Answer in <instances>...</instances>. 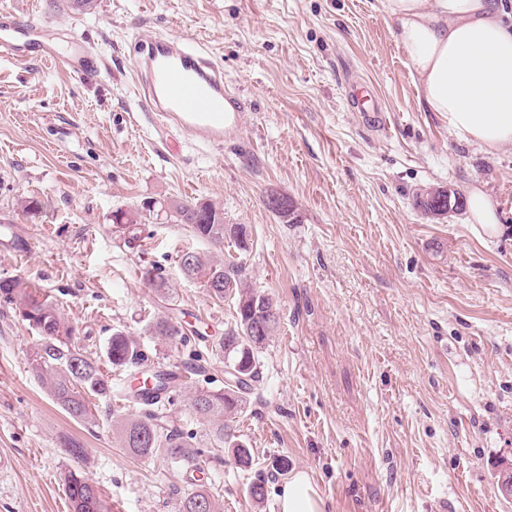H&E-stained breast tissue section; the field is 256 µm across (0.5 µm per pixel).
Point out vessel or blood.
Returning a JSON list of instances; mask_svg holds the SVG:
<instances>
[{
	"mask_svg": "<svg viewBox=\"0 0 512 512\" xmlns=\"http://www.w3.org/2000/svg\"><path fill=\"white\" fill-rule=\"evenodd\" d=\"M38 28L9 10L0 11V54L26 63L32 52L61 70L85 77L97 61L83 44L62 53L54 44L32 40ZM134 71L143 89L141 105L158 113L163 122L192 130L219 142L232 127L246 99L224 84L222 67L178 36L164 35L142 44L134 57Z\"/></svg>",
	"mask_w": 512,
	"mask_h": 512,
	"instance_id": "vessel-or-blood-1",
	"label": "vessel or blood"
}]
</instances>
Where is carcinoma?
<instances>
[{"instance_id": "1", "label": "carcinoma", "mask_w": 512, "mask_h": 512, "mask_svg": "<svg viewBox=\"0 0 512 512\" xmlns=\"http://www.w3.org/2000/svg\"><path fill=\"white\" fill-rule=\"evenodd\" d=\"M165 202L168 205L166 222L188 225L198 238L213 244L219 251L224 250L226 242L240 254L247 250V228L243 224L224 223V209L220 205L198 199L167 198ZM151 219V214L141 211L118 210L112 215V221L123 224L132 240L138 239L139 224ZM179 265L188 278L205 283L213 277L219 279L222 287L210 289L211 295L220 301L231 295L235 300L234 323L224 330L216 348L224 355V362L234 366L236 373H225L221 389L198 390L191 398V404L197 418L207 426L210 442L218 448L228 449L239 466L248 468L252 464L250 451L231 433L230 422L242 412L245 395L257 379L259 350L279 329L280 320L277 319L263 334H256V329L266 321L268 310L277 308V303L244 283V266L240 259L227 262L215 254L186 251L181 254ZM142 278L158 292L169 289L166 279L153 266L143 268ZM0 297L15 306L18 317L39 338L31 365L48 394L71 418L85 420L89 414L85 395L102 396L110 392V385L97 362L85 355L74 330L65 325L49 298L28 290L18 279H0ZM146 333L169 344L187 342L180 323L166 315L155 317L148 324ZM107 356L117 368L140 366L146 361L140 342L121 330L112 333ZM142 376L145 381L153 380L156 393L167 396V400L149 404V410L140 418L119 422L122 447L143 458L151 457L161 449L172 462L191 465L189 480L195 489L180 500L178 512H197L200 504L203 505L202 512H218V504L211 492L212 480L203 468L193 464L198 455L194 435L171 432L160 424L158 408L166 401L172 402L177 389L169 388V383L178 375L145 370ZM64 482L72 512H108L99 490L87 477L70 471ZM266 495L267 478L260 473L248 485V497L253 503L261 504Z\"/></svg>"}]
</instances>
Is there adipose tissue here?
I'll use <instances>...</instances> for the list:
<instances>
[{
	"mask_svg": "<svg viewBox=\"0 0 512 512\" xmlns=\"http://www.w3.org/2000/svg\"><path fill=\"white\" fill-rule=\"evenodd\" d=\"M429 111L458 141L512 151V20L501 0H382ZM281 512H324L306 471L280 488Z\"/></svg>",
	"mask_w": 512,
	"mask_h": 512,
	"instance_id": "1",
	"label": "adipose tissue"
}]
</instances>
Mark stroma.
<instances>
[{
    "label": "stroma",
    "instance_id": "1",
    "mask_svg": "<svg viewBox=\"0 0 512 512\" xmlns=\"http://www.w3.org/2000/svg\"><path fill=\"white\" fill-rule=\"evenodd\" d=\"M50 27L61 50L84 43L100 61L81 80L41 57H0V278L51 296L108 383L133 378L106 357L115 330L136 338L149 366L178 367L185 385L166 427L194 433L221 512H279V479L262 505L246 488L273 458L307 470L325 512H512L497 489L512 464V154L458 143L426 111L380 0H0ZM172 33L213 56L250 105L209 143L158 127L141 111L131 59ZM366 88L381 119L357 112ZM482 187L501 211L489 237L467 209L444 217L425 190ZM287 198L289 221L267 208ZM207 199L245 225L246 282L277 300L281 327L259 353V377L232 429L251 468L213 447L190 398L224 385V360L193 354L234 322V301L184 278V251L209 244L184 224H146L128 242L112 214L147 198ZM36 199L38 211L24 201ZM155 266L168 293L149 288ZM197 337L147 336L156 316ZM39 339L0 300V512H71L79 471L113 512H177L186 469L140 459L113 428L140 416L116 393L89 396L71 419L32 370ZM80 441L85 456L65 454Z\"/></svg>",
    "mask_w": 512,
    "mask_h": 512
}]
</instances>
